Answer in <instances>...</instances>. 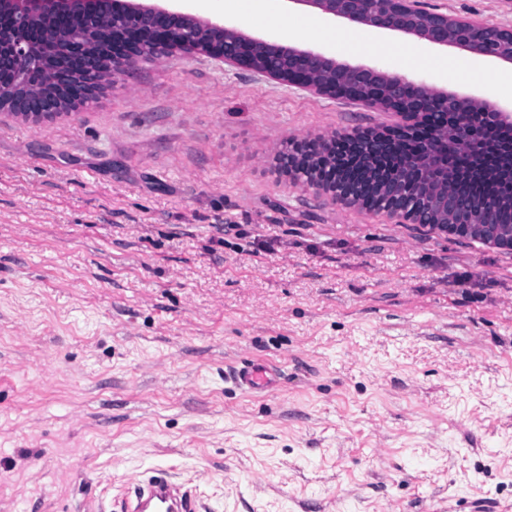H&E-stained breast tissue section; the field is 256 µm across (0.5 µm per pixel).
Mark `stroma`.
<instances>
[{
  "label": "stroma",
  "mask_w": 512,
  "mask_h": 512,
  "mask_svg": "<svg viewBox=\"0 0 512 512\" xmlns=\"http://www.w3.org/2000/svg\"><path fill=\"white\" fill-rule=\"evenodd\" d=\"M512 27V0H423ZM235 13L285 34L311 8ZM412 75L512 103L458 49ZM396 118L206 57L143 61L78 114L0 118V512H111L129 476L200 512H512V253L348 207L268 153ZM229 225L219 233V225ZM281 368L246 396L224 374ZM225 375L242 394H269L280 386L279 370L267 361L244 359Z\"/></svg>",
  "instance_id": "obj_1"
}]
</instances>
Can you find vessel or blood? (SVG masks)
Returning a JSON list of instances; mask_svg holds the SVG:
<instances>
[{
    "mask_svg": "<svg viewBox=\"0 0 512 512\" xmlns=\"http://www.w3.org/2000/svg\"><path fill=\"white\" fill-rule=\"evenodd\" d=\"M229 380L241 393L268 394L280 386V373L269 362L245 359L232 367ZM128 494L119 512H198L195 491L163 476L133 475L127 481Z\"/></svg>",
    "mask_w": 512,
    "mask_h": 512,
    "instance_id": "vessel-or-blood-1",
    "label": "vessel or blood"
}]
</instances>
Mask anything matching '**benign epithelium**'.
I'll use <instances>...</instances> for the list:
<instances>
[{"instance_id": "benign-epithelium-1", "label": "benign epithelium", "mask_w": 512, "mask_h": 512, "mask_svg": "<svg viewBox=\"0 0 512 512\" xmlns=\"http://www.w3.org/2000/svg\"><path fill=\"white\" fill-rule=\"evenodd\" d=\"M379 33L412 36L434 47H453L478 60L512 64V27L430 11L421 0H289ZM70 17L91 33L107 19L112 40L100 47L56 28ZM176 53L203 54L230 67H245L270 80L313 95L342 99L390 112L394 126L354 128L314 139L290 138L272 155L275 169L290 183L346 206L383 213L400 224L429 225L460 238L479 240L512 253V206L472 202L448 177L461 151L478 152L475 119L500 129V147L512 153V109L476 95L440 91L426 80L390 71L380 64L349 65L322 50L300 48L271 35L251 36L230 18L210 19L183 7L141 0H0V71L11 75L15 93L0 96V112L40 123L78 111L111 81L143 60ZM85 96L67 95L74 84ZM425 132L428 156L417 163L425 185L378 169L369 183L355 181L351 158L383 156Z\"/></svg>"}]
</instances>
